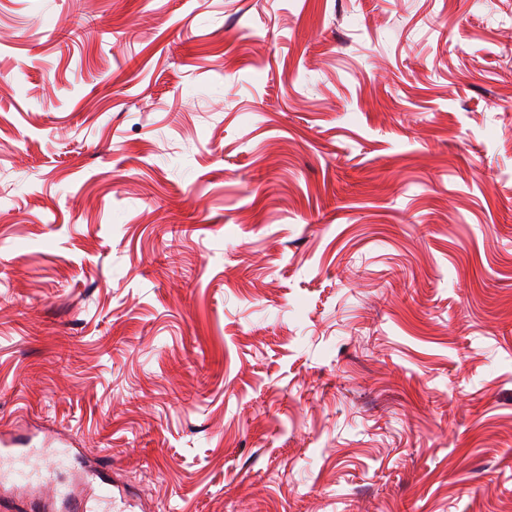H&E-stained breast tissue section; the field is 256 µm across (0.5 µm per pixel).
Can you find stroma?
I'll use <instances>...</instances> for the list:
<instances>
[{"instance_id":"obj_1","label":"stroma","mask_w":512,"mask_h":512,"mask_svg":"<svg viewBox=\"0 0 512 512\" xmlns=\"http://www.w3.org/2000/svg\"><path fill=\"white\" fill-rule=\"evenodd\" d=\"M132 512H512V0H0V435Z\"/></svg>"}]
</instances>
